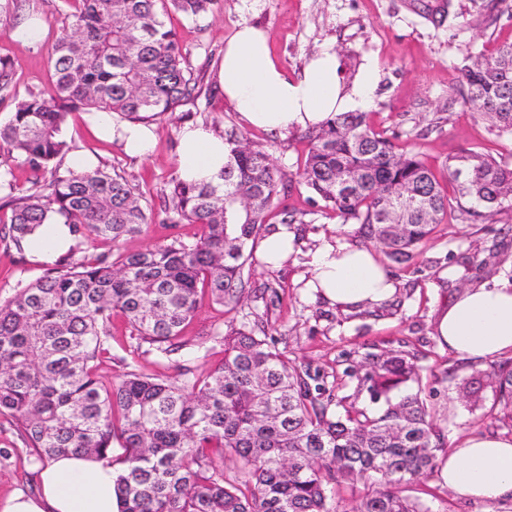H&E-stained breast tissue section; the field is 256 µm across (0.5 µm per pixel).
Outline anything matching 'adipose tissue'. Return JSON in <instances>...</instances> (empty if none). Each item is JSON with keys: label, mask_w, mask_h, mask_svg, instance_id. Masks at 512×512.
<instances>
[{"label": "adipose tissue", "mask_w": 512, "mask_h": 512, "mask_svg": "<svg viewBox=\"0 0 512 512\" xmlns=\"http://www.w3.org/2000/svg\"><path fill=\"white\" fill-rule=\"evenodd\" d=\"M379 81V68L370 64L352 85H344L339 60L330 48L316 53L300 74H289L272 57L267 32L249 25L240 26L226 41L218 72L219 87L240 119L279 135L369 107ZM87 119L97 137L118 141L131 155L147 157L155 149L153 127L117 122L107 111L91 112ZM226 155L223 136L209 125L196 122L180 128L177 173L183 180L213 181ZM71 241L69 226L52 222L28 241L26 250L50 263ZM311 266L321 297L346 312L381 305L396 291L389 270L364 246L324 241ZM434 332L441 344L469 360L512 351V279L504 276L465 288L439 310ZM439 475L459 499L512 501V437H468L449 454ZM116 476L107 459L60 455L41 466L36 493L11 495L0 502V512H119L113 491Z\"/></svg>", "instance_id": "ef3b65f1"}]
</instances>
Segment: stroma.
<instances>
[{
	"label": "stroma",
	"instance_id": "1",
	"mask_svg": "<svg viewBox=\"0 0 512 512\" xmlns=\"http://www.w3.org/2000/svg\"><path fill=\"white\" fill-rule=\"evenodd\" d=\"M486 3L454 0L458 17L441 26L413 12L409 0H224L220 9L194 19L170 13L167 23L192 68L209 77L218 70L225 40L245 24L266 30L274 58L291 73L300 72L327 44L336 50L346 82L356 80L366 64L377 63L381 79L369 108L371 124L397 133L399 151L419 155L442 178L445 161L466 148L512 165V136L491 132L478 112L458 102L455 93L458 69L466 57L512 41V17L486 26ZM34 11L47 22L43 40L34 45L14 40L13 28ZM65 11L63 0H24L21 10L0 9V58L11 62L19 95L50 84L52 32L62 25ZM189 121L270 146L275 163L290 173L296 172L307 149L300 131L279 136L246 127L218 93L158 121L155 150L145 159L128 156L119 145L97 139L80 111L68 117L63 134L73 149L89 151L97 164L124 174L151 198L176 170L177 132ZM285 204L302 218L303 240L281 267H268L255 258L245 271L251 287H274V302L266 304L250 296L228 314L209 297H201L188 336L201 339L226 318L246 321L253 312L263 313L278 349L290 361L320 368L337 379L339 398L355 393L354 382L344 374L346 368L356 366L365 354L402 347L418 354L427 372L421 396L437 424L444 427L449 447L462 446L472 434L506 435V428L488 414L493 399L484 383L489 361H463L440 344L433 324L438 310L464 287L502 275L512 277V232L503 233L497 222L467 224L445 218L434 226L418 257L408 266L392 267L397 282L394 305L378 312L342 313L306 288L311 276L309 253L323 237L337 232L346 242L361 244L356 225L342 227L336 218L323 215L319 202L298 183ZM200 233L197 224L171 226L157 221L117 245L108 239L95 241L88 251L93 255L117 248L137 251L175 236L191 240ZM44 271L43 263L0 242V303L13 296L18 283L33 281ZM110 344L112 358L98 373L102 379L116 380L124 374L135 346L122 316L112 319ZM35 466L32 451L11 418L0 415V499L16 490L34 492ZM409 494L432 512H512L511 501L460 500L436 475L414 485Z\"/></svg>",
	"mask_w": 512,
	"mask_h": 512
}]
</instances>
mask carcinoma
<instances>
[{
  "instance_id": "1",
  "label": "carcinoma",
  "mask_w": 512,
  "mask_h": 512,
  "mask_svg": "<svg viewBox=\"0 0 512 512\" xmlns=\"http://www.w3.org/2000/svg\"><path fill=\"white\" fill-rule=\"evenodd\" d=\"M222 2L65 0L50 87L22 98L11 65L0 60V100L14 102L12 120L0 127V193L11 210L0 242L22 252L51 219L73 233L64 255L0 304V415L13 419L39 462L105 456L118 443L119 512H340L329 507L333 487L359 483L352 512H432L405 495L448 456L421 391L400 394L421 383L416 353L368 354L346 371L373 409L336 398L321 370L290 363L259 319L224 322L209 333V347L184 331L199 292L231 310L244 300L249 245L275 210L280 223L296 222L283 205L293 177L324 213L358 225L360 237L402 265L445 217L482 224L512 209V166L464 149L448 161V191L418 155L396 152L398 134L374 129L365 112H340L306 130L294 176L267 148L230 136L217 181L170 176L156 190L157 212L125 176L63 165L71 150L63 127L73 112L106 110L119 122L150 125L212 91L189 68L164 15L194 18ZM411 6L437 26L458 17L454 0ZM456 91L491 131L512 135V43L468 58ZM15 154L33 173L20 194ZM351 175L359 181L347 192L342 181ZM157 213L166 224H199L202 233L193 242L84 254V241L139 235ZM116 311L138 340L133 353L153 354L158 364L183 358L178 377L129 364L119 380L100 379ZM216 346L224 349L220 364L203 373L188 365ZM488 375L499 421L512 429V358ZM226 453L240 464L231 476L216 461Z\"/></svg>"
}]
</instances>
